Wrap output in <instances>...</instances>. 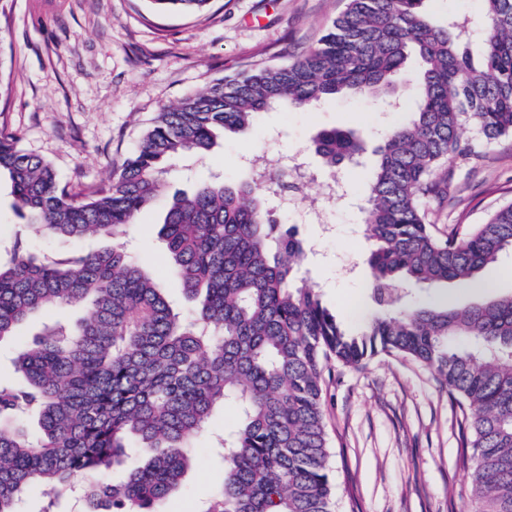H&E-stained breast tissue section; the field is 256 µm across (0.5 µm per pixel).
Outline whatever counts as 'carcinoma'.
<instances>
[{"label":"carcinoma","instance_id":"obj_1","mask_svg":"<svg viewBox=\"0 0 512 512\" xmlns=\"http://www.w3.org/2000/svg\"><path fill=\"white\" fill-rule=\"evenodd\" d=\"M148 2L194 14L209 0ZM425 2L346 0L294 61L256 65L163 106L138 150L91 194L72 192L17 132L0 128V175L35 234L112 238L109 248L65 258H37L19 240L0 255V344L15 342L13 366L25 379H0V512H19L32 486L67 494L78 476L84 512H163L192 465L187 449L227 403L241 422L222 437L224 479L203 512H332L325 371L378 353L409 356L448 388L464 416L472 512H512V295L400 305L411 280L472 286L512 250V203L445 239L424 208L445 194L444 164L466 153L462 126L487 143L512 135V0H483L478 17L444 24L429 19ZM476 28L485 33L478 65L468 53ZM413 56L416 107L383 131L367 196L362 235L378 311L365 328L349 332L298 278L304 243L265 207L254 179L203 182L168 200L159 235L193 304L189 318L174 312L121 243L167 195V162L205 157L275 106L384 100ZM311 149L333 173L367 146L360 133L332 128ZM68 306L85 315L44 322L32 341L17 335L23 322ZM132 449L144 464L121 483L104 480Z\"/></svg>","mask_w":512,"mask_h":512}]
</instances>
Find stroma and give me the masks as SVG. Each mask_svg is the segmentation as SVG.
<instances>
[{
	"label": "stroma",
	"mask_w": 512,
	"mask_h": 512,
	"mask_svg": "<svg viewBox=\"0 0 512 512\" xmlns=\"http://www.w3.org/2000/svg\"><path fill=\"white\" fill-rule=\"evenodd\" d=\"M343 7L344 0H211L203 11L185 15L155 13L148 0H0V126L16 130L21 148L49 161L72 192H90L110 182L163 105L251 66L291 61L318 42ZM392 97L393 108L343 96L304 111L264 112L254 129L227 134L203 160L172 159L168 187L175 192L200 181L245 179L257 155L302 156L313 172L307 202H327L326 224L308 223L300 208L272 194L266 206L306 241L302 277L336 313L356 306L344 323L359 331L373 309L370 268L358 251L365 243L361 226L374 150L380 131L415 103L411 75L398 79ZM330 127L356 129L369 146L358 162L340 169L341 190L332 201L329 178L307 151ZM462 140L469 151L448 160L446 197L426 209L439 236L483 223L512 203V136L489 144L467 127ZM163 211L159 204L138 218L128 231L129 247L159 272L175 308L187 315L191 305L157 237ZM18 239L40 255L107 244L103 238L40 242L18 217L4 181L0 246ZM476 297L462 283L432 288L411 282L406 304H463ZM324 409L335 512H468L461 412L430 369L396 355L336 365ZM237 422L230 407L213 415L208 433L193 442V465L166 512H194L217 490L223 470L212 435Z\"/></svg>",
	"instance_id": "35a3bbf8"
}]
</instances>
